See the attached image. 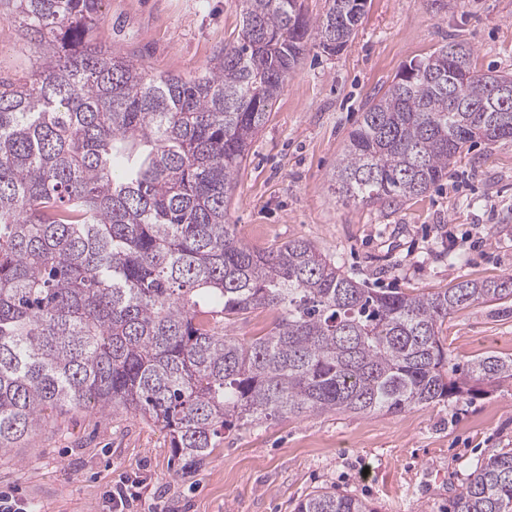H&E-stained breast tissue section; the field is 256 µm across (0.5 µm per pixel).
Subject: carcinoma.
<instances>
[{
	"instance_id": "1",
	"label": "carcinoma",
	"mask_w": 512,
	"mask_h": 512,
	"mask_svg": "<svg viewBox=\"0 0 512 512\" xmlns=\"http://www.w3.org/2000/svg\"><path fill=\"white\" fill-rule=\"evenodd\" d=\"M37 54L0 79V452L90 405L165 432L187 470L224 432L280 417L402 413L512 380L487 353L462 375L448 316L512 297V274L407 294L368 288L304 240L256 250L227 205L250 145L315 46L354 39L367 0H242V27L197 76L150 74L97 39L101 0H5ZM443 47L367 105L334 178L375 203L421 195L476 143L512 139V76ZM259 309L241 340L220 323ZM294 512H377L316 490ZM450 512H512V448L477 462ZM276 316V313L268 310H257L246 319L224 320V334L227 333L245 339L258 336L272 326Z\"/></svg>"
}]
</instances>
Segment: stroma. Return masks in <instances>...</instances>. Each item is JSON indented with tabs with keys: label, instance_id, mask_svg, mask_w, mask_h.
Returning <instances> with one entry per match:
<instances>
[{
	"label": "stroma",
	"instance_id": "stroma-1",
	"mask_svg": "<svg viewBox=\"0 0 512 512\" xmlns=\"http://www.w3.org/2000/svg\"><path fill=\"white\" fill-rule=\"evenodd\" d=\"M100 42L156 74L195 75L242 27L240 0H102ZM454 42L477 70L512 75V0H368L352 43L313 48L289 77L227 208L248 246L305 240L372 288L433 292L458 278L512 274V140L479 143L427 193L386 203L339 197L331 176L366 101L400 68ZM34 53L0 16V76L31 70ZM462 264L449 265L448 253ZM454 362L512 355V299L457 311L439 333ZM512 448V381L474 399L399 414L284 417L225 432L190 474L165 435L133 414L86 407L0 454V494L32 512H109L106 493L128 485L124 512H293L332 488L378 512H448L469 462Z\"/></svg>",
	"mask_w": 512,
	"mask_h": 512
}]
</instances>
